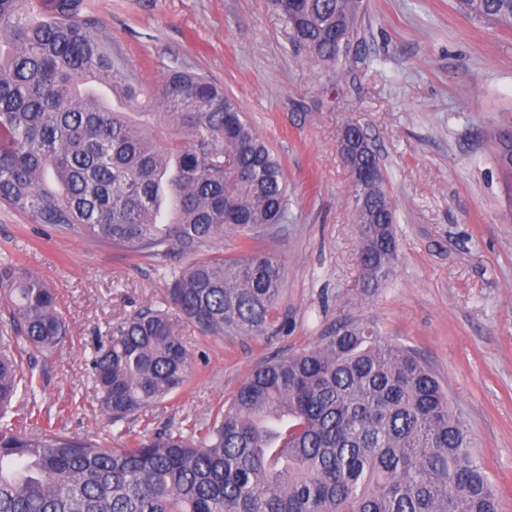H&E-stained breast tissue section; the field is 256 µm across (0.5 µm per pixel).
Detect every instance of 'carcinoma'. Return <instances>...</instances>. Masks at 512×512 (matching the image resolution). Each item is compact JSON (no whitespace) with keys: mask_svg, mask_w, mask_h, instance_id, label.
<instances>
[{"mask_svg":"<svg viewBox=\"0 0 512 512\" xmlns=\"http://www.w3.org/2000/svg\"><path fill=\"white\" fill-rule=\"evenodd\" d=\"M291 42L336 77L359 44L363 0H274ZM470 20L512 27V0H458ZM83 0H0V200L36 224L135 255L180 260L162 304L105 327L89 359L112 421L182 390L204 336H261L284 269L260 236L284 225L280 162L224 88L174 70L151 96ZM147 112L138 124L129 113ZM512 168V132L498 138ZM358 260L376 288L396 259V208L366 131L349 135ZM229 229L240 256L204 255ZM0 512H499L472 434L436 375L372 321L345 320L312 347L258 365L224 407L124 445L14 420L41 418L13 349L53 353L68 336L54 289L0 262Z\"/></svg>","mask_w":512,"mask_h":512,"instance_id":"cac0c4a2","label":"carcinoma"}]
</instances>
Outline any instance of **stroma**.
<instances>
[{
  "label": "stroma",
  "mask_w": 512,
  "mask_h": 512,
  "mask_svg": "<svg viewBox=\"0 0 512 512\" xmlns=\"http://www.w3.org/2000/svg\"><path fill=\"white\" fill-rule=\"evenodd\" d=\"M342 77L312 66L273 0H85L147 92L173 70L223 85L281 161L288 222L263 246L282 261L279 319L261 336L184 328L185 391L130 430L148 436L208 417L262 361L317 343L345 320L374 321L438 375L512 512V29L479 25L456 0H366ZM349 123L369 134L396 207L398 259L363 285L352 188L336 150ZM0 260L55 289L69 337L35 360L42 413L72 435L124 442L93 401L85 359L105 324L161 301L166 265L33 223L0 203Z\"/></svg>",
  "instance_id": "1"
}]
</instances>
